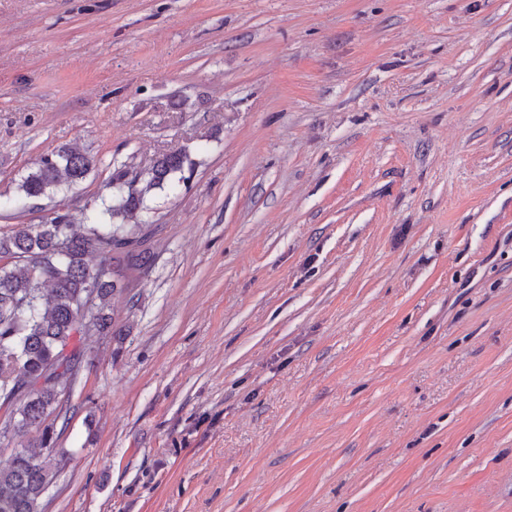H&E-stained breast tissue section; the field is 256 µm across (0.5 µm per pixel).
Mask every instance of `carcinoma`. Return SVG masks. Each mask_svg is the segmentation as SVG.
Instances as JSON below:
<instances>
[{
	"label": "carcinoma",
	"instance_id": "1",
	"mask_svg": "<svg viewBox=\"0 0 512 512\" xmlns=\"http://www.w3.org/2000/svg\"><path fill=\"white\" fill-rule=\"evenodd\" d=\"M187 162L184 151L165 153L131 179L129 166L115 168L116 203H86L81 232L72 231L69 212L56 210L43 224H17L0 233V260H12L0 267V393L11 394L0 431L19 437L33 428L41 431L39 450H18L11 465L0 470V512H42L43 496L59 470L54 425L68 424L71 384L86 362L79 321L87 292L94 293L96 332L106 334L112 321L105 308L118 286L117 272L152 264L150 252L141 248L142 225L114 219L136 217L146 193L174 185ZM94 166L93 157L62 147L42 156L24 177L21 198L51 199L61 186L85 179ZM143 180L145 186L138 187ZM94 254L100 258L96 269L87 262ZM53 368L63 369L70 386L50 379L20 386L22 379H37Z\"/></svg>",
	"mask_w": 512,
	"mask_h": 512
}]
</instances>
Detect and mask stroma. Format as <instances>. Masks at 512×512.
Masks as SVG:
<instances>
[{
    "instance_id": "35a3bbf8",
    "label": "stroma",
    "mask_w": 512,
    "mask_h": 512,
    "mask_svg": "<svg viewBox=\"0 0 512 512\" xmlns=\"http://www.w3.org/2000/svg\"><path fill=\"white\" fill-rule=\"evenodd\" d=\"M177 149L44 512H512V0H0V232ZM95 162L93 157L69 148L42 156L22 180V199H52L63 185H74L86 178Z\"/></svg>"
}]
</instances>
